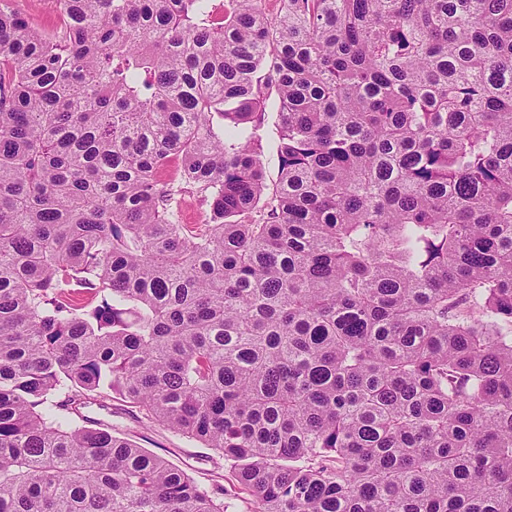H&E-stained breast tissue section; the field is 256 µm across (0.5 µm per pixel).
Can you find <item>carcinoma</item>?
Wrapping results in <instances>:
<instances>
[{
    "label": "carcinoma",
    "mask_w": 512,
    "mask_h": 512,
    "mask_svg": "<svg viewBox=\"0 0 512 512\" xmlns=\"http://www.w3.org/2000/svg\"><path fill=\"white\" fill-rule=\"evenodd\" d=\"M57 2L0 6V512H228L115 399L254 512H512V0ZM10 4L41 27L52 24L54 10L57 9L55 0H11ZM267 112L269 115V124L268 128H265V130L261 132L263 139L259 159L265 173L266 182L271 187L277 180L279 166L276 140L273 134L274 128L272 126L278 112V101L276 99L271 98L268 101ZM177 210L180 224H190L204 219V207L202 208L197 198L186 190L177 196ZM84 413L98 422L112 424L117 435L129 437L141 448L185 470L202 488L223 489L224 504L233 506L228 512H253V493L238 484L222 455L215 450L145 419L138 408L119 400L112 401V411L92 405Z\"/></svg>",
    "instance_id": "carcinoma-1"
}]
</instances>
